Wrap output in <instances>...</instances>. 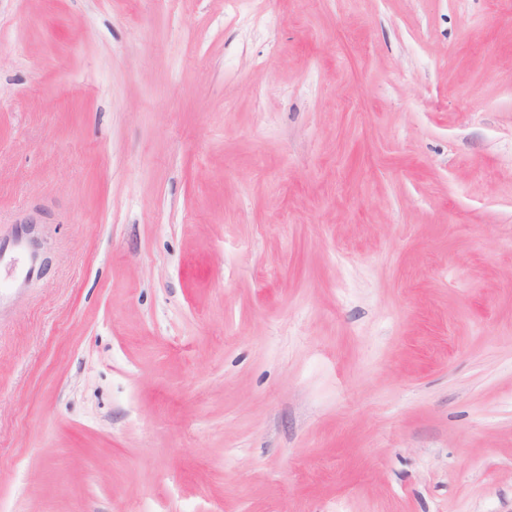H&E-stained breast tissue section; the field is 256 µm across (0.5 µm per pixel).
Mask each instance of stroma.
I'll return each instance as SVG.
<instances>
[{"label":"stroma","instance_id":"35a3bbf8","mask_svg":"<svg viewBox=\"0 0 512 512\" xmlns=\"http://www.w3.org/2000/svg\"><path fill=\"white\" fill-rule=\"evenodd\" d=\"M0 512H512V0H0Z\"/></svg>","mask_w":512,"mask_h":512}]
</instances>
